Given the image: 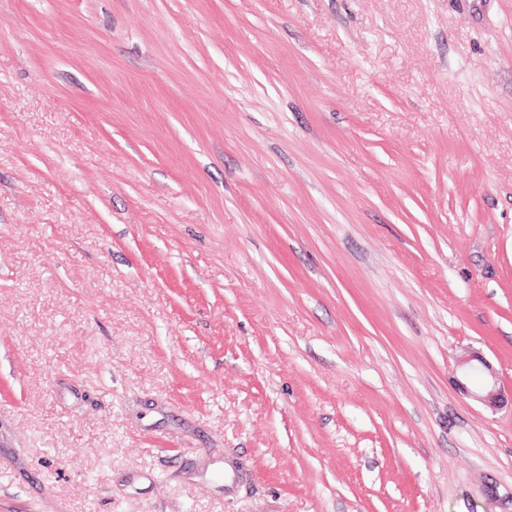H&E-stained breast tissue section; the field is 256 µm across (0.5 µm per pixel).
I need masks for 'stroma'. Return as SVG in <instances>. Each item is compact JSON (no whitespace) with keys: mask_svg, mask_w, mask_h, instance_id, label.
<instances>
[{"mask_svg":"<svg viewBox=\"0 0 512 512\" xmlns=\"http://www.w3.org/2000/svg\"><path fill=\"white\" fill-rule=\"evenodd\" d=\"M512 0H0V512H512ZM457 367L463 377L469 378L478 371L484 378V383L472 396L489 408H496L502 401L499 379L494 368L476 351H465L457 360Z\"/></svg>","mask_w":512,"mask_h":512,"instance_id":"35a3bbf8","label":"stroma"}]
</instances>
